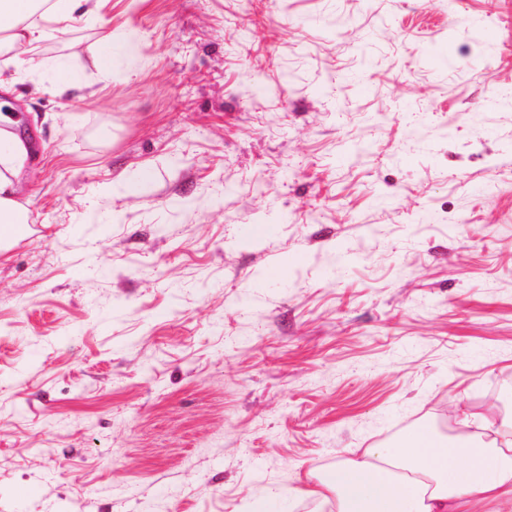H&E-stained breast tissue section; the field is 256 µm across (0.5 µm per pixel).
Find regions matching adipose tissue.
Wrapping results in <instances>:
<instances>
[{
    "instance_id": "1",
    "label": "adipose tissue",
    "mask_w": 512,
    "mask_h": 512,
    "mask_svg": "<svg viewBox=\"0 0 512 512\" xmlns=\"http://www.w3.org/2000/svg\"><path fill=\"white\" fill-rule=\"evenodd\" d=\"M89 0H0V43L18 50L38 42L47 23L88 14ZM19 116L0 112V250L25 232L26 215L15 198L30 145ZM484 436L438 438L431 429L404 432L399 446L370 445L353 458L315 474L305 496L334 512H468L475 501L512 506V416L480 422ZM462 464H454L456 456Z\"/></svg>"
}]
</instances>
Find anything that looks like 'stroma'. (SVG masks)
<instances>
[{"mask_svg": "<svg viewBox=\"0 0 512 512\" xmlns=\"http://www.w3.org/2000/svg\"><path fill=\"white\" fill-rule=\"evenodd\" d=\"M0 68V512H321L357 449L503 416L512 0H106ZM22 117L0 112V250L6 249L25 233V208L14 196L18 191L23 161L31 144L16 132Z\"/></svg>", "mask_w": 512, "mask_h": 512, "instance_id": "stroma-1", "label": "stroma"}]
</instances>
